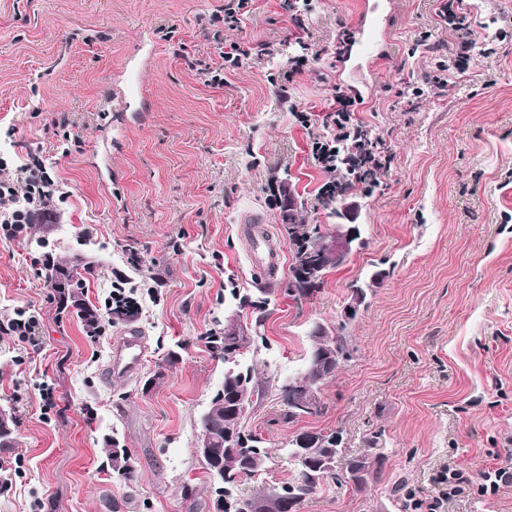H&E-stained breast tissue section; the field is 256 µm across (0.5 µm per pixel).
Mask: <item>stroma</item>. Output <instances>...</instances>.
I'll list each match as a JSON object with an SVG mask.
<instances>
[{
	"instance_id": "obj_1",
	"label": "stroma",
	"mask_w": 512,
	"mask_h": 512,
	"mask_svg": "<svg viewBox=\"0 0 512 512\" xmlns=\"http://www.w3.org/2000/svg\"><path fill=\"white\" fill-rule=\"evenodd\" d=\"M359 2L309 0L299 26L283 0L216 21L225 42L273 53L225 70L214 88L175 50L219 64L201 22L225 0H0V153L48 159L69 193L55 223L0 241V320L21 308L41 320L37 346L0 337V404L18 421L14 448L0 452L10 473L0 512H216L195 441L227 368L207 338L234 312L262 321L266 338L246 355L264 393L245 424L268 460L243 492L291 481L289 438L320 429L355 447L382 432L384 464L365 489L329 481L296 512H430L448 467L512 470V38L475 56L443 95L417 98L408 80L436 70L417 39L448 37L438 0H396L374 70L333 54L338 39L356 38ZM306 44L320 60L290 73ZM130 66L142 112L122 93ZM338 83L356 87L355 118L389 160L372 191L357 184L327 206L337 175L312 143L329 131ZM60 114L81 140L66 155L52 125ZM292 198L299 219L328 235L355 204L361 233L347 262L300 299L288 294L294 250L282 229ZM253 224L283 248L275 273L252 262ZM47 257L80 260L97 308L122 282L137 320L94 335L60 313ZM359 286L366 302L345 319ZM342 321L351 358L322 386L323 412L285 420L278 387L303 370L311 329ZM131 331L146 341V365L109 378L111 348ZM112 436L131 454V480L108 464ZM443 512H512V482L492 494L471 484Z\"/></svg>"
}]
</instances>
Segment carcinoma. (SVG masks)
Wrapping results in <instances>:
<instances>
[{
  "mask_svg": "<svg viewBox=\"0 0 512 512\" xmlns=\"http://www.w3.org/2000/svg\"><path fill=\"white\" fill-rule=\"evenodd\" d=\"M290 243L294 246V259L312 249V245L324 238L317 224H304L295 217L288 218L284 225ZM46 276L50 283L65 280L69 283L67 298H58L60 305L73 308L77 317L89 332L99 329L102 315L99 308L84 298L85 283L78 271L79 265L46 261ZM323 281L315 284L295 280L290 283L289 291L293 296L309 297L318 292ZM109 322L113 324L131 323L139 315L138 303L127 299L112 303L106 310ZM346 324L336 325L332 334L310 336L311 344L305 370L299 376L301 385L308 389L318 390L326 382L325 375L334 374L346 361L350 360L351 352L345 335ZM225 332L220 331L208 336L211 348L224 358L229 368L224 373V384L212 395L209 408L204 418L210 429L223 440L220 460L216 463L202 461L209 478L210 486L215 495L217 512H263L262 505L279 500L287 501L296 506L302 500L312 496L328 480L340 485L362 489L364 485L349 480L352 467L339 470V464L348 459L351 462L361 461L368 471L367 479H375L381 471L383 453L381 452L382 433L375 432L366 440L364 451L351 453L348 442L339 430L305 431L300 436L307 440L309 450L308 461L299 458L301 446L296 444V437L288 441V458L294 466L295 478L288 484L270 491L263 490L252 495L240 491L242 480L255 476L267 458V450L261 446V440L245 432V414L231 412L228 404L229 395L237 392L253 400L262 395V388L256 377L254 367L244 362L245 353L255 343L256 337L248 336L238 339L237 352L225 353ZM17 432V418L10 407H0V451L11 448L10 441ZM118 440L112 438L106 442L109 464L112 472L129 481L132 469L125 467L124 457L116 456Z\"/></svg>",
  "mask_w": 512,
  "mask_h": 512,
  "instance_id": "obj_1",
  "label": "carcinoma"
}]
</instances>
